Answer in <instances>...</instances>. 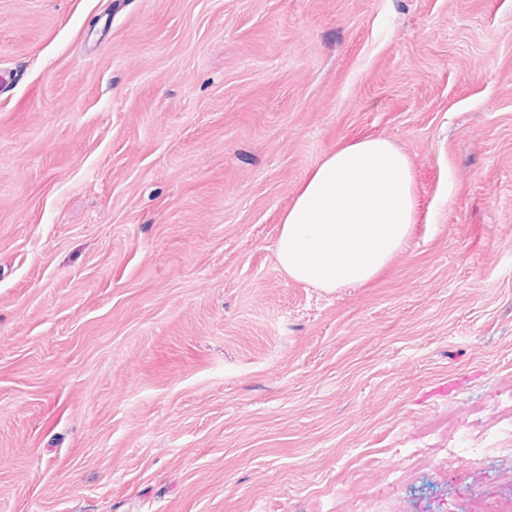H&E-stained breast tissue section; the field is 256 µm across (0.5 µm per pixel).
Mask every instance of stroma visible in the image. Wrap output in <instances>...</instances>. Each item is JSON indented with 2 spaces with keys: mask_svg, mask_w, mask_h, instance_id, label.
<instances>
[{
  "mask_svg": "<svg viewBox=\"0 0 512 512\" xmlns=\"http://www.w3.org/2000/svg\"><path fill=\"white\" fill-rule=\"evenodd\" d=\"M0 512L512 496V0H0ZM409 158L370 282L289 278L345 142Z\"/></svg>",
  "mask_w": 512,
  "mask_h": 512,
  "instance_id": "obj_1",
  "label": "stroma"
}]
</instances>
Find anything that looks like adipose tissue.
Instances as JSON below:
<instances>
[{
  "instance_id": "ef3b65f1",
  "label": "adipose tissue",
  "mask_w": 512,
  "mask_h": 512,
  "mask_svg": "<svg viewBox=\"0 0 512 512\" xmlns=\"http://www.w3.org/2000/svg\"><path fill=\"white\" fill-rule=\"evenodd\" d=\"M417 208L406 155L383 138L353 140L302 180L281 216L278 263L317 288L365 283L402 246Z\"/></svg>"
}]
</instances>
